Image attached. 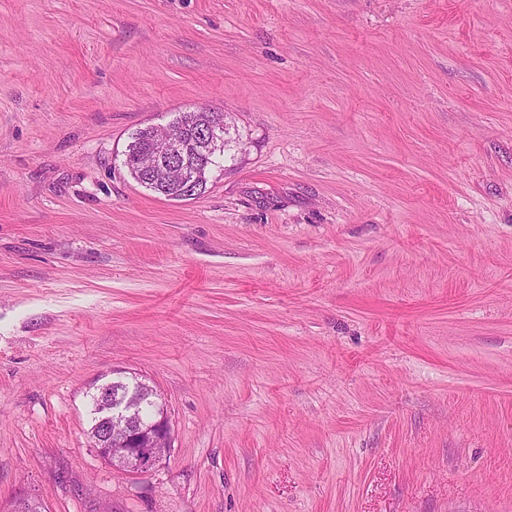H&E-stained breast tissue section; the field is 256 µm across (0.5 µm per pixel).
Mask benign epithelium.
<instances>
[{
    "label": "benign epithelium",
    "mask_w": 512,
    "mask_h": 512,
    "mask_svg": "<svg viewBox=\"0 0 512 512\" xmlns=\"http://www.w3.org/2000/svg\"><path fill=\"white\" fill-rule=\"evenodd\" d=\"M199 137L212 151L224 150L222 127L209 126L201 129ZM184 154L183 137L172 140L167 154L158 157L153 170L166 174L175 159ZM199 175L189 163L181 164V185L190 198L198 193ZM140 388L119 396L112 392V381L93 387L95 423L88 429L91 447L114 468L128 475L151 472L170 457L172 447V421L164 398L150 385L138 381ZM147 399L158 407V413L150 421L137 413L141 399Z\"/></svg>",
    "instance_id": "obj_1"
}]
</instances>
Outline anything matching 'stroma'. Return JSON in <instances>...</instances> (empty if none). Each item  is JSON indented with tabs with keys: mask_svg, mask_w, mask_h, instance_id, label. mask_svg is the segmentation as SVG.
Segmentation results:
<instances>
[{
	"mask_svg": "<svg viewBox=\"0 0 512 512\" xmlns=\"http://www.w3.org/2000/svg\"><path fill=\"white\" fill-rule=\"evenodd\" d=\"M239 143L169 201L132 135ZM170 458L90 445L112 369ZM512 512V0H0V512ZM224 122V113L214 112L209 108L200 107L192 112H181L173 121L174 124H169L167 127L178 126L176 123H183L184 125H194L195 127H203L211 123ZM226 134V132H224ZM224 134L222 132V124L220 126L203 127L199 133V137L208 145L211 146L212 151L215 153L219 151L231 150V144L236 143L235 139L228 138L224 144ZM132 141L128 144L125 151L124 164L130 169L131 174L136 172L138 163L142 156L152 153L159 147L153 137V127L147 126L136 131L132 136Z\"/></svg>",
	"mask_w": 512,
	"mask_h": 512,
	"instance_id": "1",
	"label": "stroma"
}]
</instances>
